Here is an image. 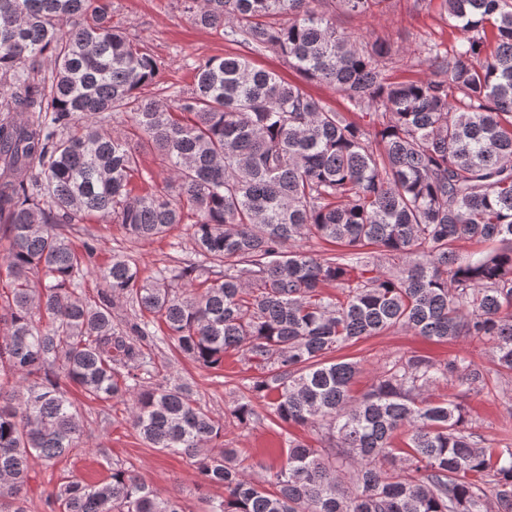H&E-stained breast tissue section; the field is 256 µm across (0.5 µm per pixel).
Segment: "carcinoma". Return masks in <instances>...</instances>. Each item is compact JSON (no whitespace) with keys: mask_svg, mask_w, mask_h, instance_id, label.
Segmentation results:
<instances>
[{"mask_svg":"<svg viewBox=\"0 0 512 512\" xmlns=\"http://www.w3.org/2000/svg\"><path fill=\"white\" fill-rule=\"evenodd\" d=\"M384 2L183 0L248 54L203 59L174 90L112 26V0H0V512H28L31 458L82 451L64 379L91 400L130 398L148 447L224 487L208 512H512V445L476 432L466 408L490 373L512 377V0H442L464 37L426 49L430 77L416 81L393 80L387 41L338 24ZM271 48L346 111L256 68L249 55ZM123 114L136 145L108 128ZM142 146L167 193L145 189ZM91 216L137 240L182 228L202 264L148 281L114 255L91 300L96 247L60 231ZM121 299L137 314L116 321ZM402 328L488 343L494 371L401 355L354 394L358 363L335 353ZM168 341L215 370L239 353L255 374L233 421L311 429L319 446L287 431L272 462L245 463L190 384L145 385ZM442 384L455 392L426 396ZM49 498L55 512H185L115 462Z\"/></svg>","mask_w":512,"mask_h":512,"instance_id":"obj_1","label":"carcinoma"}]
</instances>
